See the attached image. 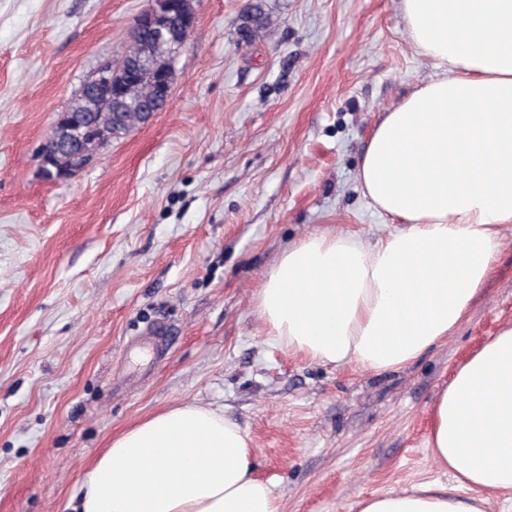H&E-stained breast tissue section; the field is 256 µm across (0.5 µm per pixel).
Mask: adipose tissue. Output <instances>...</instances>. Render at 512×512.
Instances as JSON below:
<instances>
[{
	"label": "adipose tissue",
	"mask_w": 512,
	"mask_h": 512,
	"mask_svg": "<svg viewBox=\"0 0 512 512\" xmlns=\"http://www.w3.org/2000/svg\"><path fill=\"white\" fill-rule=\"evenodd\" d=\"M438 74L376 124L357 170L394 229L333 228L285 250L255 296L269 342L323 365L400 370L466 317L512 224V0H399ZM430 455L449 483L395 486L357 512H512V328L455 371L431 406ZM248 433L182 404L113 437L75 512H283L254 475Z\"/></svg>",
	"instance_id": "ef3b65f1"
}]
</instances>
